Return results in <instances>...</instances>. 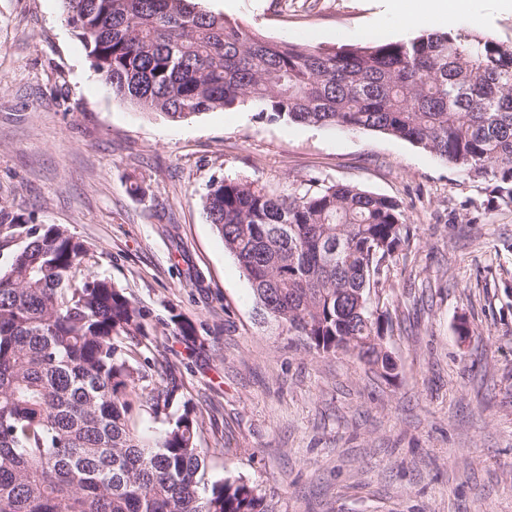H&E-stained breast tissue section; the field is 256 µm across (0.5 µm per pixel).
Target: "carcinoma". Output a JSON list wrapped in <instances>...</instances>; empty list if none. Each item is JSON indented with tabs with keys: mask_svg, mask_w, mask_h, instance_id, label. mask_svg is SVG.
Wrapping results in <instances>:
<instances>
[{
	"mask_svg": "<svg viewBox=\"0 0 512 512\" xmlns=\"http://www.w3.org/2000/svg\"><path fill=\"white\" fill-rule=\"evenodd\" d=\"M96 74L173 121L241 108L272 120L395 136L493 184L512 205V47L464 29L322 48L272 40L193 0H62ZM206 218L262 315L321 354L357 360L383 337L372 304L410 239L393 198L316 178L275 192L214 177ZM0 512H269L238 477L202 483L198 420L150 386L149 309L88 268L60 224L0 215ZM165 417L154 444L139 411Z\"/></svg>",
	"mask_w": 512,
	"mask_h": 512,
	"instance_id": "carcinoma-1",
	"label": "carcinoma"
}]
</instances>
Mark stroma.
I'll use <instances>...</instances> for the list:
<instances>
[{
  "instance_id": "stroma-1",
  "label": "stroma",
  "mask_w": 512,
  "mask_h": 512,
  "mask_svg": "<svg viewBox=\"0 0 512 512\" xmlns=\"http://www.w3.org/2000/svg\"><path fill=\"white\" fill-rule=\"evenodd\" d=\"M403 2L197 0L325 48L417 34ZM429 28L512 45V0ZM216 176L280 191L315 177L404 204L410 241L372 295L394 378L263 319L202 209ZM488 199L487 182L378 132L142 113L94 72L62 0H0V210L66 226L154 319L194 323L147 339L153 382L177 381L194 409L204 483L243 478L272 512H512V206Z\"/></svg>"
}]
</instances>
